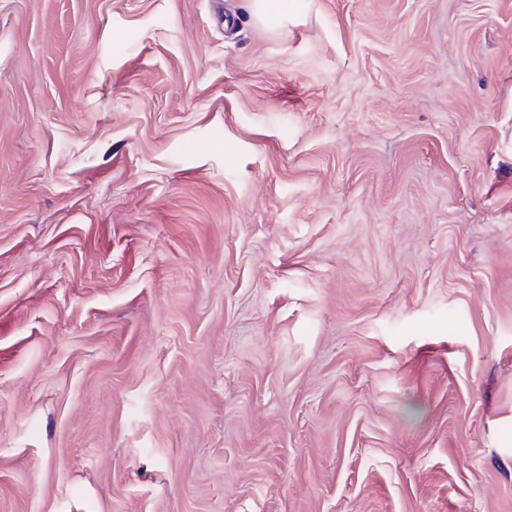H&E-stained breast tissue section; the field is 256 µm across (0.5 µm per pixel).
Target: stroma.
I'll use <instances>...</instances> for the list:
<instances>
[{"label":"stroma","mask_w":512,"mask_h":512,"mask_svg":"<svg viewBox=\"0 0 512 512\" xmlns=\"http://www.w3.org/2000/svg\"><path fill=\"white\" fill-rule=\"evenodd\" d=\"M0 512H512V0H0ZM251 5L257 18L267 22L287 16L291 7L288 0H252Z\"/></svg>","instance_id":"35a3bbf8"}]
</instances>
